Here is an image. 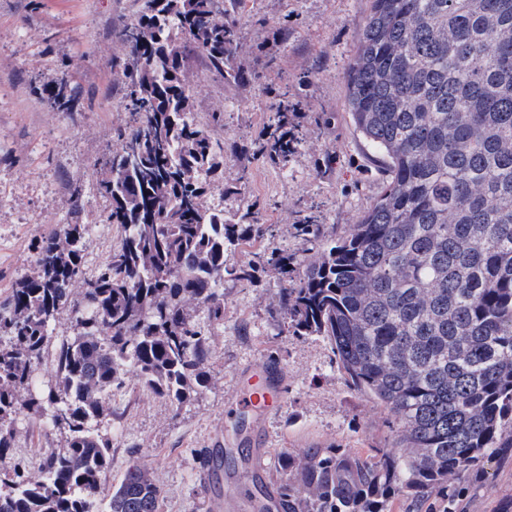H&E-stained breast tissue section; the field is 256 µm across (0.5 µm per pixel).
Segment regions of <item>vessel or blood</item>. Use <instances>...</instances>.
Returning a JSON list of instances; mask_svg holds the SVG:
<instances>
[{"label": "vessel or blood", "mask_w": 512, "mask_h": 512, "mask_svg": "<svg viewBox=\"0 0 512 512\" xmlns=\"http://www.w3.org/2000/svg\"><path fill=\"white\" fill-rule=\"evenodd\" d=\"M243 379L244 383L229 413L237 418L248 416L252 419L251 434L255 449L250 459L251 473L253 478L261 479L267 474V454L261 447V424L281 405V373L279 367L255 363L244 373ZM224 512H258L257 501L248 493L230 491L224 496Z\"/></svg>", "instance_id": "1"}]
</instances>
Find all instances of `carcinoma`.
Returning <instances> with one entry per match:
<instances>
[{
	"instance_id": "1",
	"label": "carcinoma",
	"mask_w": 512,
	"mask_h": 512,
	"mask_svg": "<svg viewBox=\"0 0 512 512\" xmlns=\"http://www.w3.org/2000/svg\"><path fill=\"white\" fill-rule=\"evenodd\" d=\"M136 2L116 46L126 121L99 167L120 242L84 276L89 225L75 197L71 221L41 238L35 271L0 308V512H158L162 490L135 462L106 492L101 392L122 388L132 367L142 390L177 410L190 404L211 382L208 325L224 320V278L251 282L270 267L285 333L326 341L406 444L342 466L318 449L283 451L277 512H380V496L420 497L488 449L512 448V0H373L348 106L390 179L342 238L295 225L316 243L312 261L261 245L275 229L255 206L219 209L208 197L224 150L284 169L300 149L288 137V78L257 134L226 146L224 106L197 118L190 59L249 83L232 0ZM43 95L53 111H80L60 84ZM247 182L244 170L223 196ZM239 251L250 259L230 263ZM64 309L74 334L56 340ZM53 340L58 387L39 389L37 362ZM25 412L66 432L35 473L9 462Z\"/></svg>"
}]
</instances>
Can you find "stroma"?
<instances>
[{"mask_svg":"<svg viewBox=\"0 0 512 512\" xmlns=\"http://www.w3.org/2000/svg\"><path fill=\"white\" fill-rule=\"evenodd\" d=\"M371 6V0H248L240 16L246 56L255 57L271 28L287 25V48L267 45L281 71H267L260 84L236 90L220 77H204L208 96L199 100V110L230 101L224 113L228 141L261 128L283 79L310 78L289 124L303 145L286 170L224 156L225 175L248 166L244 201L262 205L266 223L280 227L274 247L291 254L310 252V243L292 229L304 216L344 236L387 187L384 158L355 128L344 77ZM134 19L133 0H0V303L18 276L33 271L40 238L68 221L74 196L83 198L84 221L93 227L84 243L85 275L121 239L117 225L106 221L110 202L99 191L96 164L111 151L123 118L118 107L127 89L115 74L112 48L120 28ZM55 76L80 90L79 112H55L40 100L38 87ZM328 152L334 157L329 166L323 163ZM279 286L272 269L253 284L225 280L224 322L213 329V383L192 404L174 410L142 391L132 370L123 388L108 393L112 419L101 429L112 441L110 485L136 459L163 489L161 512H209V504L223 501L228 483L245 482L242 464H225L219 479L204 486L197 462L205 452L239 443L224 410L238 394L243 368L271 357L282 370L283 400L264 424L269 483L277 481L285 449L332 448L345 462L399 447L393 418L346 381L326 343L281 334L271 314ZM65 439L63 431L28 414L17 424L15 454L35 470ZM452 495L462 512H512V448L490 449L478 466L451 476L447 490L417 499L388 497L383 512H443Z\"/></svg>","mask_w":512,"mask_h":512,"instance_id":"35a3bbf8","label":"stroma"}]
</instances>
